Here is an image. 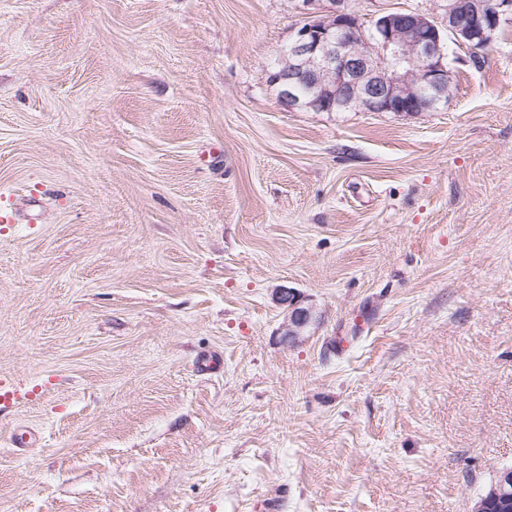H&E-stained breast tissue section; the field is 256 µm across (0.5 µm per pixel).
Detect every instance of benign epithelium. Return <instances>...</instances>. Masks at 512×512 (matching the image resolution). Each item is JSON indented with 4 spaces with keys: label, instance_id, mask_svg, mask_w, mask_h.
<instances>
[{
    "label": "benign epithelium",
    "instance_id": "obj_1",
    "mask_svg": "<svg viewBox=\"0 0 512 512\" xmlns=\"http://www.w3.org/2000/svg\"><path fill=\"white\" fill-rule=\"evenodd\" d=\"M306 20L272 74L280 101L302 111L391 112L414 116L448 104V42L476 51L512 25V0H444L445 22L426 10H380L363 21L348 0H301ZM288 310L286 336L313 320L291 288L275 290Z\"/></svg>",
    "mask_w": 512,
    "mask_h": 512
}]
</instances>
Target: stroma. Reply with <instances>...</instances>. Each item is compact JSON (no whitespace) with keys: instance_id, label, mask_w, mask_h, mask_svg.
I'll list each match as a JSON object with an SVG mask.
<instances>
[{"instance_id":"1","label":"stroma","mask_w":512,"mask_h":512,"mask_svg":"<svg viewBox=\"0 0 512 512\" xmlns=\"http://www.w3.org/2000/svg\"><path fill=\"white\" fill-rule=\"evenodd\" d=\"M303 19L0 0V512H472L512 468V33L439 111L297 112ZM274 301L288 310V324L285 336L296 339L313 320L311 309L302 306L300 295L291 288H277L273 294Z\"/></svg>"}]
</instances>
